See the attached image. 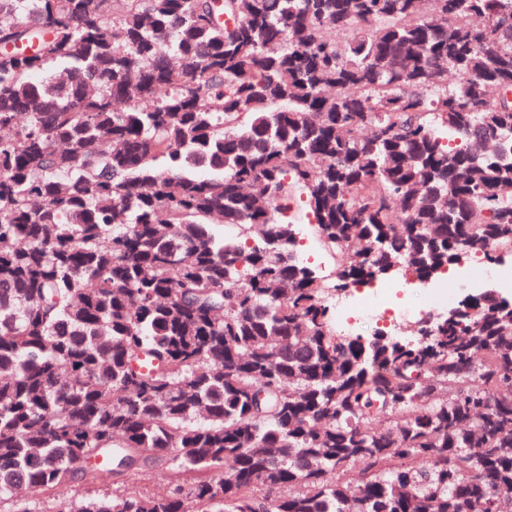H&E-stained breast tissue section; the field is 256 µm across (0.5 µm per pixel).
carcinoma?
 Instances as JSON below:
<instances>
[{
    "label": "carcinoma",
    "instance_id": "cac0c4a2",
    "mask_svg": "<svg viewBox=\"0 0 512 512\" xmlns=\"http://www.w3.org/2000/svg\"><path fill=\"white\" fill-rule=\"evenodd\" d=\"M507 255L512 0H0L8 512L156 461L50 512H498L512 299L364 337L332 296ZM289 214H296L300 224H303L299 229V248L305 251L309 256L305 261L313 266L319 267L325 272H327L329 268H333V260L320 249L304 211L294 203ZM170 472L162 463H151L138 471L124 478L121 485L123 488L143 492L146 494H159L163 492L169 481ZM106 488L112 489V479H107L95 484H85L84 482L77 480L69 485L60 486L53 491L44 493L32 492L23 489L20 491L19 495L36 502V507L47 508V506L52 505L58 499H67L74 495L98 493L99 490L102 492Z\"/></svg>",
    "mask_w": 512,
    "mask_h": 512
}]
</instances>
